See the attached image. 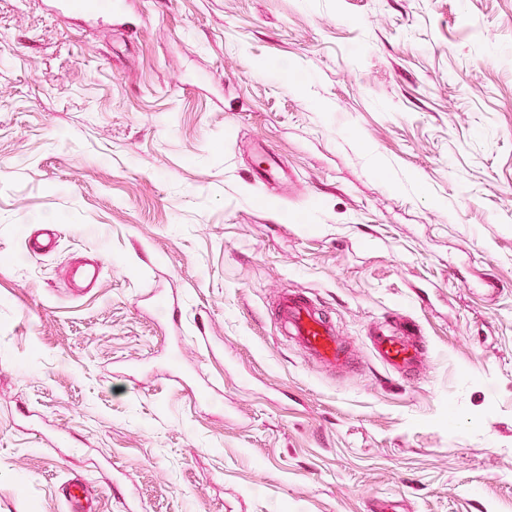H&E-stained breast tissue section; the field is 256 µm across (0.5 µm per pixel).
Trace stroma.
<instances>
[{"mask_svg":"<svg viewBox=\"0 0 512 512\" xmlns=\"http://www.w3.org/2000/svg\"><path fill=\"white\" fill-rule=\"evenodd\" d=\"M93 2L0 0V512H512V0ZM275 306L279 332L299 346L310 360L332 369L349 364L352 356L349 345L307 292L284 290L279 293ZM370 339L376 357L398 372L411 370L420 359L418 347L404 333L380 330Z\"/></svg>","mask_w":512,"mask_h":512,"instance_id":"35a3bbf8","label":"stroma"}]
</instances>
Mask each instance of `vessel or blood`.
Instances as JSON below:
<instances>
[{"mask_svg":"<svg viewBox=\"0 0 512 512\" xmlns=\"http://www.w3.org/2000/svg\"><path fill=\"white\" fill-rule=\"evenodd\" d=\"M276 319L280 333L317 365L341 369L349 364L351 352L347 342L307 292L298 289L280 292L276 300ZM371 343L376 357L399 372L411 370L420 359V351L409 336L396 331H379L372 336Z\"/></svg>","mask_w":512,"mask_h":512,"instance_id":"b4317fda","label":"vessel or blood"}]
</instances>
